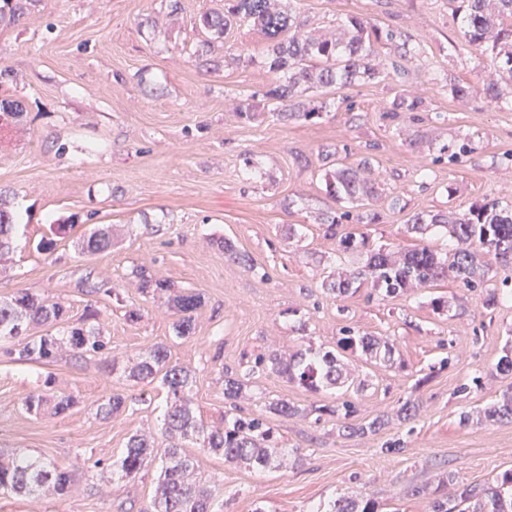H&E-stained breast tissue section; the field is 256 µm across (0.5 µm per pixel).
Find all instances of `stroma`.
Segmentation results:
<instances>
[{
  "mask_svg": "<svg viewBox=\"0 0 512 512\" xmlns=\"http://www.w3.org/2000/svg\"><path fill=\"white\" fill-rule=\"evenodd\" d=\"M223 6L27 0L22 16L0 18V103L23 110L0 132V202L16 222L0 300L25 290L64 305L56 326H29L33 337L81 326L94 310L111 348L97 357L65 351L52 363L0 353V450H25L73 475L63 497L0 494V512H142L157 467L124 478L112 464L133 434L166 444L165 391L119 372L146 348L165 344L174 363L192 370L195 412L217 422L224 374L241 356L332 349L345 326L389 339L393 361L346 355L352 389L321 394L263 376L243 406L255 412L280 398L309 408L346 396L351 424L381 417L385 426L349 435L326 414L271 418L281 447L299 449L302 461L263 473L187 443L214 512H317L343 495L371 499L378 512H430L458 485L512 470V421L482 418L512 386V374L497 369L512 356V300L485 306L450 279L385 300L365 287L346 298L324 291L355 267L327 231L348 206L327 195L326 173L359 167L372 181L358 209L363 221L351 227L369 248L449 254L453 242L440 228L416 232L408 220L512 201V90L489 96L496 73L478 67L454 0H297L313 36H340L343 21L357 17L397 41L378 44V78L323 92L297 85L293 102L325 101L318 117L275 120L266 94L279 75L269 68L268 39L248 25L225 34L201 28L202 14ZM401 94L422 97V109L383 118L382 107ZM102 224L112 228L111 249L83 254L84 235ZM224 237L240 259L225 256ZM43 240L52 254L38 250ZM138 266L202 294L192 336L175 337L165 296L138 290ZM88 278L117 295L89 292ZM435 297L447 310L434 309ZM132 308L140 320H126ZM40 388L75 404L31 416L22 401ZM115 394L125 412L98 414ZM409 399L418 412L400 420ZM464 411L476 422L461 425ZM394 442L401 453L383 454Z\"/></svg>",
  "mask_w": 512,
  "mask_h": 512,
  "instance_id": "1",
  "label": "stroma"
}]
</instances>
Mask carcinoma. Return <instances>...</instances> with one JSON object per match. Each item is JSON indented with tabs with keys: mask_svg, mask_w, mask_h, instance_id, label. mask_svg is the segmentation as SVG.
Masks as SVG:
<instances>
[{
	"mask_svg": "<svg viewBox=\"0 0 512 512\" xmlns=\"http://www.w3.org/2000/svg\"><path fill=\"white\" fill-rule=\"evenodd\" d=\"M462 32L468 42L480 52L496 49L501 44H512V0H461ZM203 28L219 33L234 26H252L273 42L270 68L280 71L284 83L267 93L273 101L270 111L283 112V102L291 97L293 87L304 81L311 87L329 88L346 85L358 77L374 78L380 74L375 43L381 39L391 42L395 34L375 33L362 20L348 19L350 29L347 40H315L301 34V21L296 12L274 7L273 0H226L224 10L206 12L201 17ZM492 65L503 76L512 80V50L496 53ZM422 100L400 96L382 111L396 118L403 112H416ZM329 196L354 205L373 192L371 183L357 169L341 168L326 179ZM412 228L430 222L441 224L455 240L454 252L442 260L428 247H414L404 251L402 258L378 250L367 255L363 266L350 279L329 284L332 295L345 296L363 284L371 287V294L382 298L395 297L409 288H429L451 278L461 287L486 293V304L497 302L507 292L489 284L485 255L492 253L504 264H512V202H496L489 207L450 212L446 216L426 219L420 214L412 217ZM16 224L14 216L0 208V264L12 250ZM112 246V228L99 226L83 239L82 250L96 254ZM365 247V240L351 231L339 237V250L355 254ZM143 292L170 290L167 281L153 277L140 268L135 270ZM169 302L176 316L173 331L178 338H187L195 330V314L203 304L201 293L182 291L170 296ZM64 313L58 303H47L28 292H19L9 300H0V349L11 355L35 357L52 362L64 348L80 356L104 355L107 342L100 329L90 324L72 328L60 336H25L32 323L54 325ZM339 347L344 350L361 349L376 359L389 361L393 347L372 336L360 335L351 327L343 328ZM126 379L134 383L150 384L160 379L168 394L169 405L164 415L168 444L164 454H155V440L145 434L131 435L118 461L114 462L123 477H131L160 461L161 473L155 497L143 512H211V493L193 477L194 463L183 452V442L190 438L199 441L202 448L221 455L224 459L257 470L275 468L277 436L268 425L266 415L283 418L295 417L303 410L284 399H268L262 403L260 413L246 414L237 401L247 396L253 380L262 374L283 377L305 390L318 394L341 385L342 372L336 352L308 347L284 359L276 354H259L255 358L242 356L236 371L225 375L224 399L229 409L224 420L209 423L198 417L189 394L191 370L172 362L171 352L164 344H154L142 352L136 364L124 368ZM73 404L69 395L48 396L40 390L29 392L23 406L34 416L50 410L62 414ZM125 398L114 394L98 407V412L110 416L122 411ZM484 415L494 420L512 419V392L505 391L487 407ZM72 482V474L21 449H13L7 461L0 462V493L20 496L35 495L47 488L64 495ZM432 512H512V471L503 473L481 485H464L457 500L450 504L436 499ZM327 512H377L375 504L366 501L359 505L351 498H338L331 502Z\"/></svg>",
	"mask_w": 512,
	"mask_h": 512,
	"instance_id": "cac0c4a2",
	"label": "carcinoma"
}]
</instances>
